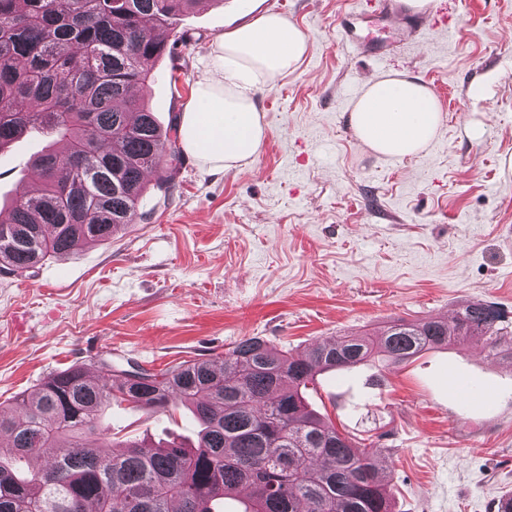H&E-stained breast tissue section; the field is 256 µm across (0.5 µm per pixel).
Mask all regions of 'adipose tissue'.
Listing matches in <instances>:
<instances>
[{
	"instance_id": "ef3b65f1",
	"label": "adipose tissue",
	"mask_w": 512,
	"mask_h": 512,
	"mask_svg": "<svg viewBox=\"0 0 512 512\" xmlns=\"http://www.w3.org/2000/svg\"><path fill=\"white\" fill-rule=\"evenodd\" d=\"M308 50L307 39L286 18L271 12L220 38L182 117L184 150L215 171L247 164L261 149L267 131L256 91L294 70ZM441 121L433 90L419 78L396 71L363 80L349 113L362 147L397 160L422 153Z\"/></svg>"
}]
</instances>
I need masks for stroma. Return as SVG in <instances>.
I'll return each instance as SVG.
<instances>
[{
    "label": "stroma",
    "instance_id": "stroma-1",
    "mask_svg": "<svg viewBox=\"0 0 512 512\" xmlns=\"http://www.w3.org/2000/svg\"><path fill=\"white\" fill-rule=\"evenodd\" d=\"M356 2L203 0L179 17L172 34L189 43L156 62L144 91L163 125L182 116L215 41L248 19L285 11L309 52L257 91L268 130L251 163L215 173L182 153L149 218L24 275L0 271V407L72 365L160 370L245 336L298 358L468 301L512 317V0H429L445 29L416 43L392 17L369 31L398 43L381 60L340 41L338 19ZM393 70L429 85L443 113L428 149L401 161L361 148L349 125L362 80ZM42 146L25 137L0 153V197ZM451 364L494 395L492 410L449 396ZM308 400L341 434L388 449L394 512H490L512 495L510 359L427 350L322 374ZM103 423L117 447L197 431L176 400L163 412L116 406Z\"/></svg>",
    "mask_w": 512,
    "mask_h": 512
}]
</instances>
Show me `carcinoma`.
<instances>
[{
    "label": "carcinoma",
    "instance_id": "1",
    "mask_svg": "<svg viewBox=\"0 0 512 512\" xmlns=\"http://www.w3.org/2000/svg\"><path fill=\"white\" fill-rule=\"evenodd\" d=\"M197 0H0V152L25 134L46 140L0 211V271L26 272L73 244L108 241L143 210L146 179L165 194L180 160L179 125L161 127L144 96L168 32ZM486 340L512 359V320L473 301L448 319L397 321L337 336L292 358L247 336L214 359L187 360L133 383L108 365L50 374L11 413L0 410V512H214L240 488L252 512H392L381 449L359 447L308 407L317 376L366 362L400 363L438 346ZM177 399L198 431L111 451L92 440L114 402L165 410Z\"/></svg>",
    "mask_w": 512,
    "mask_h": 512
}]
</instances>
